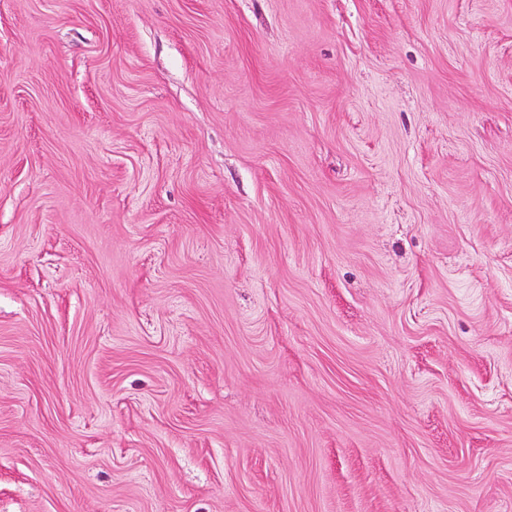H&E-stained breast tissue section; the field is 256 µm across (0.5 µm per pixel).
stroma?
Segmentation results:
<instances>
[{
    "mask_svg": "<svg viewBox=\"0 0 512 512\" xmlns=\"http://www.w3.org/2000/svg\"><path fill=\"white\" fill-rule=\"evenodd\" d=\"M0 512H512V0H0Z\"/></svg>",
    "mask_w": 512,
    "mask_h": 512,
    "instance_id": "obj_1",
    "label": "stroma"
}]
</instances>
